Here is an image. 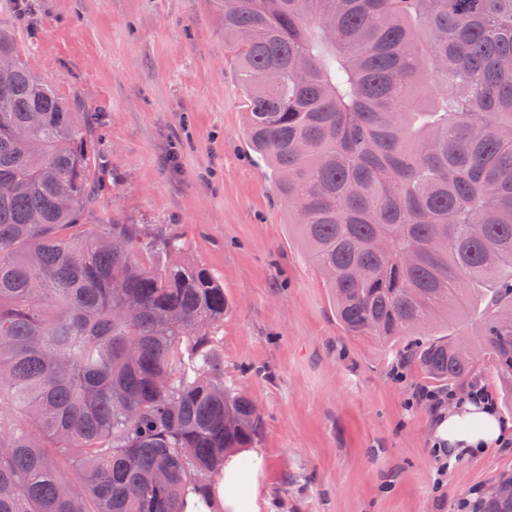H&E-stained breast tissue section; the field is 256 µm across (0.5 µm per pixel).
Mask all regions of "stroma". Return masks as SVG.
<instances>
[{
  "label": "stroma",
  "instance_id": "35a3bbf8",
  "mask_svg": "<svg viewBox=\"0 0 512 512\" xmlns=\"http://www.w3.org/2000/svg\"><path fill=\"white\" fill-rule=\"evenodd\" d=\"M0 27L87 116L101 206L169 230L224 283V377L255 404L259 512H460L512 472V447L468 454L442 488L435 383L353 336L246 136L244 89L209 0H0Z\"/></svg>",
  "mask_w": 512,
  "mask_h": 512
}]
</instances>
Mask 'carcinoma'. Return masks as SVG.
Listing matches in <instances>:
<instances>
[{
	"mask_svg": "<svg viewBox=\"0 0 512 512\" xmlns=\"http://www.w3.org/2000/svg\"><path fill=\"white\" fill-rule=\"evenodd\" d=\"M251 148L353 336L512 404V0H211ZM87 124L0 28V512H184L250 448L224 284L97 211ZM487 287L477 340L420 331ZM472 512H512V474Z\"/></svg>",
	"mask_w": 512,
	"mask_h": 512,
	"instance_id": "1",
	"label": "carcinoma"
}]
</instances>
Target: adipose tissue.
I'll use <instances>...</instances> for the list:
<instances>
[{
    "label": "adipose tissue",
    "instance_id": "ef3b65f1",
    "mask_svg": "<svg viewBox=\"0 0 512 512\" xmlns=\"http://www.w3.org/2000/svg\"><path fill=\"white\" fill-rule=\"evenodd\" d=\"M512 437V424L502 420L490 407L468 401L454 413L439 416L434 430L438 444L446 446L449 455L487 453ZM263 458L250 449L234 455L224 470L210 503H202L195 493H188L186 512H256L254 494L242 495L235 488L236 475L242 464H249L251 473L261 470Z\"/></svg>",
    "mask_w": 512,
    "mask_h": 512
}]
</instances>
